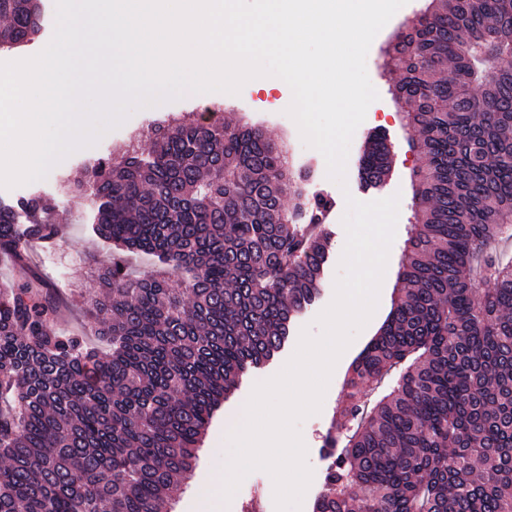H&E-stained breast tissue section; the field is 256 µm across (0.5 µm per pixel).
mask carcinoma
Masks as SVG:
<instances>
[{
    "label": "carcinoma",
    "mask_w": 512,
    "mask_h": 512,
    "mask_svg": "<svg viewBox=\"0 0 512 512\" xmlns=\"http://www.w3.org/2000/svg\"><path fill=\"white\" fill-rule=\"evenodd\" d=\"M43 7L0 0V50L30 42ZM382 54L425 166L314 512H512V0H429ZM360 168L386 180V137ZM309 177L261 128L204 115L84 169L73 192L99 201L91 233L118 252L85 309L108 352L57 334L64 300L39 276L0 289V512L168 507L215 411L319 294L330 200ZM45 211L0 201V253L23 270L29 242L61 234ZM121 252L178 280L134 276Z\"/></svg>",
    "instance_id": "carcinoma-1"
}]
</instances>
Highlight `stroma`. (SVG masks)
Wrapping results in <instances>:
<instances>
[{
	"label": "stroma",
	"mask_w": 512,
	"mask_h": 512,
	"mask_svg": "<svg viewBox=\"0 0 512 512\" xmlns=\"http://www.w3.org/2000/svg\"><path fill=\"white\" fill-rule=\"evenodd\" d=\"M424 5L425 0H408L378 32L370 46L366 67L379 97L370 104L364 122L353 135L346 163L345 185H338L328 178L323 155L306 147L296 125L285 122L281 114L275 113V105L288 98L287 83L279 82L275 88L267 90L252 80L236 96L224 98L213 93L188 95L177 101L138 110L120 127L106 133L95 146L66 157L52 168L45 179L11 189L0 188V199L9 202L34 193L40 194L50 204L54 222L65 227L61 240L36 244L31 253L34 269L66 298L69 312L58 324V330L63 334L79 330L78 313L83 304L81 293L95 288L96 281L85 259L87 251L94 245L86 230L87 209L81 205L63 204L61 182L65 177L75 176L85 161L107 156L123 148L135 134L147 133L152 123L169 119L189 121L200 112H214L228 120L237 118L261 123L270 139L286 142L290 150L305 155L313 171L308 187L310 194H321L331 199L333 209L324 224L330 250L319 297L296 315L287 345L270 361L249 369L241 377L237 389L216 411L204 436L197 464L190 478L182 481L172 500L173 512H276L274 483L271 476L263 471L248 475L228 503L220 502L218 492L222 485L221 465L225 459L224 430L230 420L243 416L244 405L254 385L275 376L291 358L302 329L307 328L312 334H319L320 328L315 320L334 297V282L346 242V232L342 225L346 196L368 202L396 194L400 197L399 219L380 288L378 306L366 326L337 361L320 412L309 416L300 425L307 449L306 460L313 471L311 483L302 500L301 512H313L314 503L324 490L326 473L335 459L334 450L328 446V434L347 397L344 382L352 364L377 334L392 308L397 272L413 220L410 174L421 163L420 156L412 146L413 134L402 125L400 109L391 93L399 75L384 70L381 49L392 32ZM376 132L384 133L391 144L392 164L391 173L385 182L372 187L361 178L359 159L368 136Z\"/></svg>",
	"instance_id": "1"
}]
</instances>
